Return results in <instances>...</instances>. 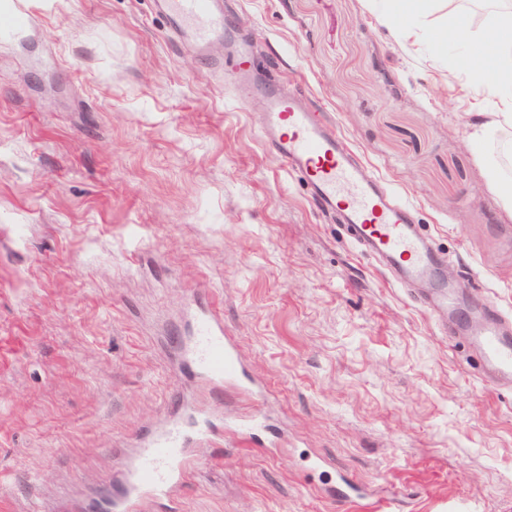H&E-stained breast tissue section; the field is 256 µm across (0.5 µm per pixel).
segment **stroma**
<instances>
[{
    "instance_id": "1",
    "label": "stroma",
    "mask_w": 512,
    "mask_h": 512,
    "mask_svg": "<svg viewBox=\"0 0 512 512\" xmlns=\"http://www.w3.org/2000/svg\"><path fill=\"white\" fill-rule=\"evenodd\" d=\"M24 3L30 29L0 45V512L91 498L111 449L171 410L193 291L265 388L204 402L268 412L280 447L198 448L181 512H362L330 499L340 475L379 512H512V386L318 211L207 58L150 0ZM468 4L427 0L402 26L388 0H234L229 23L414 206L453 300L512 315L492 185L512 166L472 136L512 88L465 68L449 13Z\"/></svg>"
}]
</instances>
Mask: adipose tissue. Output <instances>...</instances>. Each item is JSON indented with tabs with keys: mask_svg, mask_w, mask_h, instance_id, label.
Here are the masks:
<instances>
[{
	"mask_svg": "<svg viewBox=\"0 0 512 512\" xmlns=\"http://www.w3.org/2000/svg\"><path fill=\"white\" fill-rule=\"evenodd\" d=\"M465 63L490 91L512 85V7L483 14L478 34L469 41Z\"/></svg>",
	"mask_w": 512,
	"mask_h": 512,
	"instance_id": "ef3b65f1",
	"label": "adipose tissue"
}]
</instances>
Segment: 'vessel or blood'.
<instances>
[{"label": "vessel or blood", "instance_id": "b4317fda", "mask_svg": "<svg viewBox=\"0 0 512 512\" xmlns=\"http://www.w3.org/2000/svg\"><path fill=\"white\" fill-rule=\"evenodd\" d=\"M170 31L198 51L230 33L224 0H152ZM32 16L20 0L0 7V43L18 40L31 26ZM237 86V98L249 103L265 100L259 115L261 140L274 158L299 175L321 210L337 214L350 240L375 255L396 281L431 280L440 308L448 306V289L438 275L440 257L430 248L417 224L414 208L391 190L361 158L340 144L336 129L317 121L300 100L258 88L251 80L252 56L238 45L227 58L216 60ZM190 336L175 340L179 371L204 391L228 389L252 396L260 387L251 378L224 318L212 304L190 295ZM482 372L501 381L512 380V336L503 334L496 320H487L474 334ZM265 419L252 416L216 421L212 411L186 395H177L166 418L140 436L134 452L113 449L119 469L105 482L109 512H177L179 501L194 474L195 450L220 439L252 446Z\"/></svg>", "mask_w": 512, "mask_h": 512}]
</instances>
